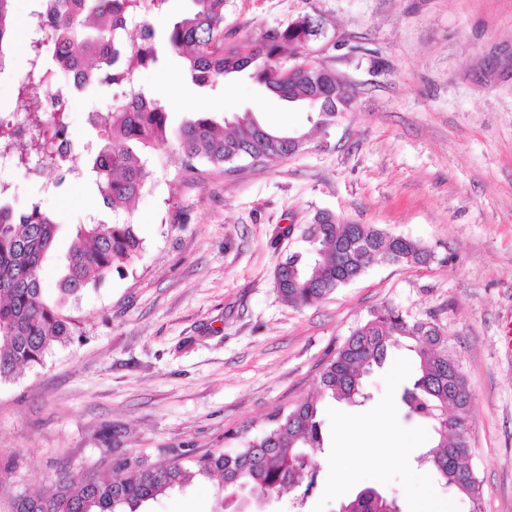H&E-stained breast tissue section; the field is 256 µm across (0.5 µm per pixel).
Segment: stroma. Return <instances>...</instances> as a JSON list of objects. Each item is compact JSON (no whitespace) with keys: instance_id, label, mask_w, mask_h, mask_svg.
Segmentation results:
<instances>
[{"instance_id":"obj_1","label":"stroma","mask_w":512,"mask_h":512,"mask_svg":"<svg viewBox=\"0 0 512 512\" xmlns=\"http://www.w3.org/2000/svg\"><path fill=\"white\" fill-rule=\"evenodd\" d=\"M37 0H15V35L0 72V110L9 111L27 69L32 34L23 25ZM309 16L321 32L314 60L355 90L350 112L317 126L315 112L281 99L243 71L215 88L194 84L182 59L159 49L135 83L165 97L168 127L196 113L216 122L252 113L267 127L309 133L283 161L231 170L201 163L202 177H175L174 150L148 155L147 190L132 207L143 240L124 275L68 301L79 322L73 342L54 344L43 365L0 381V504L49 486L60 463L90 472L105 445L152 461L169 452L201 456L242 447L277 411L313 395L327 356L371 311L386 304L433 320L473 393L468 437L481 482L473 505L442 490L417 462L423 423L406 420L398 393L413 368L404 349L366 380L361 406L323 400L325 449L309 492L295 490L250 512H339L364 487L401 512H512V0H226L227 42L254 40ZM126 84L72 96L71 137L80 176L35 193L34 179L0 177L17 189L15 214L32 204L59 232L42 272L56 297L75 224L103 212L85 145L91 113L108 112ZM328 211L420 241L426 265L377 262L359 279L302 309L278 296L273 272L308 254L307 227ZM394 425L409 439L402 456H368L369 440ZM347 444L360 464L339 484ZM217 485L199 480L146 503L147 512H212Z\"/></svg>"}]
</instances>
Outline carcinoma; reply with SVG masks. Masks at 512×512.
Instances as JSON below:
<instances>
[{"label": "carcinoma", "mask_w": 512, "mask_h": 512, "mask_svg": "<svg viewBox=\"0 0 512 512\" xmlns=\"http://www.w3.org/2000/svg\"><path fill=\"white\" fill-rule=\"evenodd\" d=\"M13 0H0V69L4 46L11 33ZM34 12L36 27L48 32L52 55L37 39L30 46L28 67L17 81L13 110L0 113V144L9 146L20 112L27 111L31 86L54 85L76 60L84 69L79 91L99 83L128 81L141 67L158 61L155 30L148 19L138 23V40L122 38L136 20L141 0H40ZM193 8L174 22L164 35L172 52L183 59L192 82L212 86L218 79L255 66L253 79L288 102H301L312 93L307 84L282 76V58L301 55V30L308 17L285 28L268 29L257 41L234 44L224 38L225 0H191ZM346 99L345 89L329 80L317 103L319 121L328 125L340 111L336 98ZM70 100L61 96L39 116L42 134L32 152L52 154L69 133ZM106 144L94 159L92 171L105 206L112 213L107 222L93 216L76 227L67 253L58 297L49 301L41 270L58 233V223L38 204L22 215L0 203V381L12 378L27 366L43 364L52 343H66L78 329L64 306L90 288H97L112 272H122L141 253L142 239L128 209L148 187L151 172L148 151L175 147L180 155L179 175L197 177V163L233 164L256 158L262 162L292 156L288 137L259 124L249 112L221 130L209 117L185 122L168 137V112L161 101L133 89L112 100L109 112L96 124ZM309 244L314 259L302 261L292 253L274 271V285L281 299L295 308L310 306L332 291L359 278L375 261L425 265L433 252L420 242L391 235L370 224H352L329 212L315 214ZM406 344L418 358V367L403 388L404 416L430 425L434 446L421 460L445 487L478 505L480 482L471 466L473 448L466 437L473 394L458 361L448 349V338L429 319L416 318L398 307L385 305L359 323L326 360L318 377L317 392L348 404L365 398L364 376L386 361L388 350ZM325 447L317 399L301 401L278 411L263 431L245 439L241 448L215 450L191 465L186 452L155 463L106 448L94 472L78 478L62 466L53 477L54 489L46 494H21L10 512H142L145 503L167 492L182 489L192 478L219 479L218 510L226 512L246 488L258 501L279 497L315 478L314 456ZM341 512H392V503L378 491L365 488L341 506Z\"/></svg>", "instance_id": "obj_1"}]
</instances>
